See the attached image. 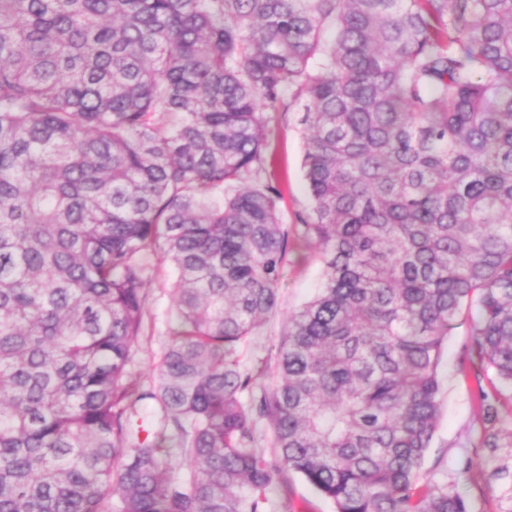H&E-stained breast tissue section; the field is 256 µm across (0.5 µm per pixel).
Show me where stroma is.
<instances>
[{"instance_id":"35a3bbf8","label":"stroma","mask_w":512,"mask_h":512,"mask_svg":"<svg viewBox=\"0 0 512 512\" xmlns=\"http://www.w3.org/2000/svg\"><path fill=\"white\" fill-rule=\"evenodd\" d=\"M302 103H295L280 120L271 139L278 159L288 169V181L280 203L282 219L292 223L295 213L309 206L302 169L304 140L299 119ZM323 266L316 246L297 241L288 254L284 277L278 284L279 308L256 336L239 349V358L249 365L256 358L275 360L288 317L310 300L322 282ZM143 330L135 348L131 372L140 385H151L161 357L172 336L174 272L162 254L148 259ZM472 316L463 312L461 323L448 335V350L441 366L444 383L441 414L421 474L424 480L443 484L464 495L472 512H512V486L490 477L493 469L512 470V435L503 437L495 455L479 449L483 420L475 403L476 384L467 348L471 341Z\"/></svg>"}]
</instances>
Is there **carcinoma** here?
<instances>
[{
    "instance_id": "cac0c4a2",
    "label": "carcinoma",
    "mask_w": 512,
    "mask_h": 512,
    "mask_svg": "<svg viewBox=\"0 0 512 512\" xmlns=\"http://www.w3.org/2000/svg\"><path fill=\"white\" fill-rule=\"evenodd\" d=\"M298 99L290 228L270 141ZM294 234L323 280L271 381L237 348L277 312ZM158 250L173 339L144 388ZM465 309L493 451L512 0H0V512H269L292 475L336 512H469L421 476Z\"/></svg>"
}]
</instances>
